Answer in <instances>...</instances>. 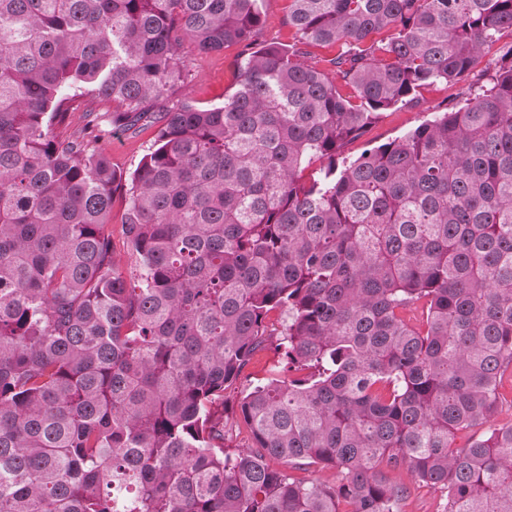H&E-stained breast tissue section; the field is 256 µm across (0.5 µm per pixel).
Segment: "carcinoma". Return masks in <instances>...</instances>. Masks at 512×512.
Here are the masks:
<instances>
[{"mask_svg":"<svg viewBox=\"0 0 512 512\" xmlns=\"http://www.w3.org/2000/svg\"><path fill=\"white\" fill-rule=\"evenodd\" d=\"M265 2L0 0V512H401L385 467L443 512H512V424H491L512 45L463 104L345 155L475 69L512 0H288L296 45L259 40ZM187 42L240 46L236 87L151 111ZM96 102L115 130L156 126L133 171L57 135L81 104L97 128ZM269 344L290 379L247 382ZM311 467L340 479L288 473ZM125 213V204L120 198H116L112 206V213L109 219L107 232L112 240V247L116 260L119 261L120 266L124 269L126 267L124 255V235H123V221ZM386 477L390 483L409 488V494L401 505L402 512H442L440 490L415 482L407 468L386 470Z\"/></svg>","mask_w":512,"mask_h":512,"instance_id":"1","label":"carcinoma"}]
</instances>
